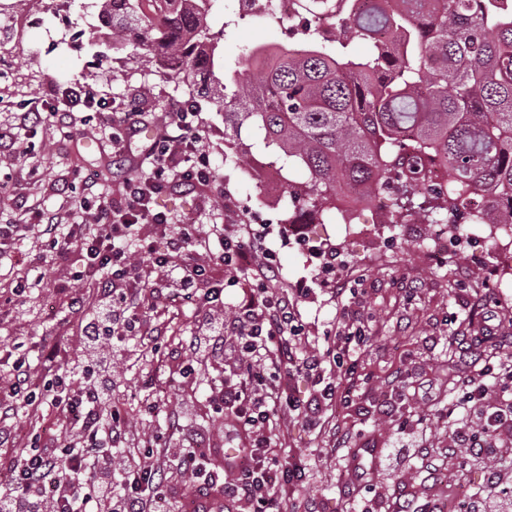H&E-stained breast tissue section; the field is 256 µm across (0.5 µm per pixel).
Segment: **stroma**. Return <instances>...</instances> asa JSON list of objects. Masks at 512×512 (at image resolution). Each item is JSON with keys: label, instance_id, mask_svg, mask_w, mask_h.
Here are the masks:
<instances>
[{"label": "stroma", "instance_id": "obj_1", "mask_svg": "<svg viewBox=\"0 0 512 512\" xmlns=\"http://www.w3.org/2000/svg\"><path fill=\"white\" fill-rule=\"evenodd\" d=\"M88 0H0L7 19H0V127L14 128L17 141L0 148V224H25L27 213L14 198H27L32 209L65 213L83 196L77 173H91L100 191L118 194L132 170L116 159L98 119H74L61 125L48 119L21 123L32 102L43 108L61 104L60 92L77 81L95 91L101 111L112 102L130 100L146 114V131L132 143L140 155L146 132L155 131L173 108L195 105L209 134L215 179L207 190L174 187L159 195L157 210L199 224L245 223L263 231L279 265L274 286L301 284L298 303L301 349H327L340 318L362 324L368 340L355 353V406L327 412L322 428H310L300 417L285 415V450L299 456L306 477L287 502L288 512H405L418 501L436 499L461 505L465 496L495 491L512 497V439L502 438L499 455L472 461L455 447L451 435L462 424L448 404L464 381L484 365L512 354V268L496 250L480 246L449 247L440 262L429 257L428 225L414 218L390 224L388 196H373L354 211L351 222L328 211L323 223L300 225L290 232L292 206L264 192L255 164L281 166L279 153L261 134L243 130L247 160L236 161L224 150V115L206 99L192 97L186 86L150 71L130 51L92 43L95 20ZM288 41V28L261 21L240 24L224 38V58L235 61L249 48ZM45 245L30 236L0 261V351L28 354L33 375H41L38 353L56 344L60 361L82 350L79 313L70 308L76 289L70 259L50 260L45 270L32 265ZM210 250L199 251L198 263L211 267L224 292L211 310L190 302L172 303L167 289L151 284L144 291L152 324H164L167 349L182 337L203 331L208 321L227 320L250 302L248 272H229L215 265ZM334 262L329 281L319 271ZM28 279L23 303L4 297L14 278ZM490 334L481 353L463 357L453 336ZM143 339L134 337L113 351L116 385L113 400L126 406L129 443L137 445L160 431L163 419L144 413L147 400L160 393L164 406L190 410L193 422L208 426L216 446L232 433L207 405L210 385L222 379L212 363L201 377L184 379L169 367L143 361Z\"/></svg>", "mask_w": 512, "mask_h": 512}]
</instances>
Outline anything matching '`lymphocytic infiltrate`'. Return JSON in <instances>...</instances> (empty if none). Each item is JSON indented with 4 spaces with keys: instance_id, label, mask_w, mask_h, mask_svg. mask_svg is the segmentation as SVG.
I'll return each instance as SVG.
<instances>
[{
    "instance_id": "lymphocytic-infiltrate-1",
    "label": "lymphocytic infiltrate",
    "mask_w": 512,
    "mask_h": 512,
    "mask_svg": "<svg viewBox=\"0 0 512 512\" xmlns=\"http://www.w3.org/2000/svg\"><path fill=\"white\" fill-rule=\"evenodd\" d=\"M143 119L132 104L114 103L104 122L113 155H123ZM207 132L194 107L168 113L144 154L148 168L124 181L119 198L91 190L81 198L80 209L93 212V223L55 213L35 225H0V255L33 232L45 236L56 257L78 253L71 277L81 295L72 305L83 314L78 362L59 365L55 351H48L40 384L32 378L26 355H15L9 365V388L0 394V447L12 452L0 459V512H180L183 502L168 485L172 476L187 479L192 497L218 492L229 503L245 504L247 512H283L286 491L299 486L305 474L299 457L276 453L284 438V413L315 425L335 404H353L350 352L364 344L362 328L338 331L334 352L300 349V291H269L279 267L263 233L248 225L229 232L219 224L207 229L186 221L176 224L153 211L154 196L173 185L211 183L210 157L201 147ZM143 224L152 232L141 239L135 258L124 241ZM211 235L221 245L218 265L251 272L253 295L242 314L211 322L203 335L191 337L180 374L198 375L204 358L223 361L224 334L233 333L238 358L225 364L209 399L238 434V451L215 465L217 450L210 437L170 412L167 435L144 440L126 461L117 462L112 451L128 440V416L112 401L114 366L105 345L143 322L142 283L152 274L171 276L172 287L194 297L198 306L218 301L221 288L209 283L206 267L194 259ZM298 378L319 384V396L302 399L292 386ZM455 408L481 420L478 430L453 432L456 446L469 449L474 459L495 456L496 443L512 419V357L470 376ZM42 411L52 415L51 425L33 430L25 444L12 443L8 422Z\"/></svg>"
}]
</instances>
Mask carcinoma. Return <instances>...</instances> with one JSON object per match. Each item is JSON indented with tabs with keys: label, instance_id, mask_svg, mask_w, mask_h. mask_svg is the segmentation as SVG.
I'll list each match as a JSON object with an SVG mask.
<instances>
[{
	"label": "carcinoma",
	"instance_id": "obj_1",
	"mask_svg": "<svg viewBox=\"0 0 512 512\" xmlns=\"http://www.w3.org/2000/svg\"><path fill=\"white\" fill-rule=\"evenodd\" d=\"M229 0H96L94 34L131 50L224 112V137L245 125L302 168L300 215L348 199L394 195L396 216L469 223L475 199L499 200L478 222L512 224V11L504 0L325 3L336 39L298 20L306 46L255 47L222 63ZM390 35L387 40L378 33ZM356 43L367 45L352 55ZM444 167L445 184L433 168Z\"/></svg>",
	"mask_w": 512,
	"mask_h": 512
}]
</instances>
